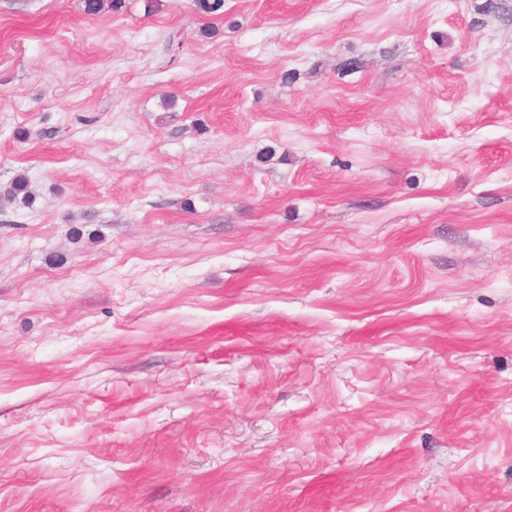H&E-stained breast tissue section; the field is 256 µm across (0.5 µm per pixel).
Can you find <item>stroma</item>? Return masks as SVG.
<instances>
[{"instance_id": "1", "label": "stroma", "mask_w": 512, "mask_h": 512, "mask_svg": "<svg viewBox=\"0 0 512 512\" xmlns=\"http://www.w3.org/2000/svg\"><path fill=\"white\" fill-rule=\"evenodd\" d=\"M125 3L0 0V512H512V0Z\"/></svg>"}]
</instances>
